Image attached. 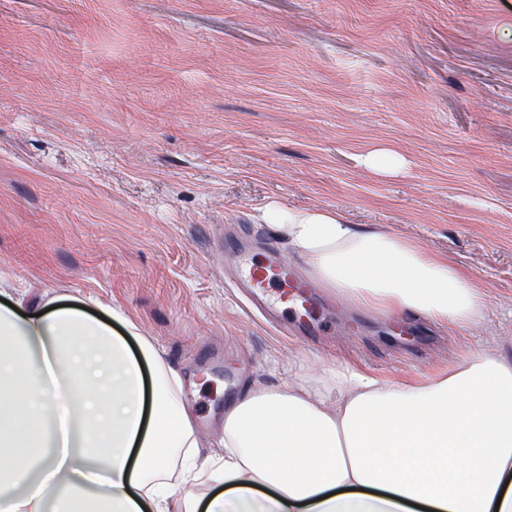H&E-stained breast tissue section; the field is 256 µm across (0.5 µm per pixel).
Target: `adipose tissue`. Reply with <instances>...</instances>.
<instances>
[{
  "label": "adipose tissue",
  "mask_w": 512,
  "mask_h": 512,
  "mask_svg": "<svg viewBox=\"0 0 512 512\" xmlns=\"http://www.w3.org/2000/svg\"><path fill=\"white\" fill-rule=\"evenodd\" d=\"M323 287L464 327L485 293L331 210L262 214ZM117 310L0 302V512H512V351L425 385L341 368L335 402L250 388L200 459L183 380ZM200 494H193V487Z\"/></svg>",
  "instance_id": "ef3b65f1"
}]
</instances>
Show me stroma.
<instances>
[{
	"label": "stroma",
	"mask_w": 512,
	"mask_h": 512,
	"mask_svg": "<svg viewBox=\"0 0 512 512\" xmlns=\"http://www.w3.org/2000/svg\"><path fill=\"white\" fill-rule=\"evenodd\" d=\"M272 204L423 245L484 313L400 336L332 290L320 335L281 334L224 286L246 233L307 271ZM0 290L120 310L204 456L247 388L425 384L512 345V0H0Z\"/></svg>",
	"instance_id": "stroma-1"
}]
</instances>
